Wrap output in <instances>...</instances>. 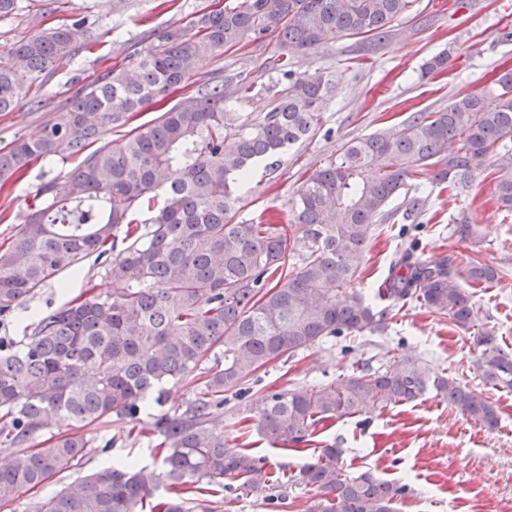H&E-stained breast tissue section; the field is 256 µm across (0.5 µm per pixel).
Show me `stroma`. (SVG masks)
Instances as JSON below:
<instances>
[{"mask_svg": "<svg viewBox=\"0 0 512 512\" xmlns=\"http://www.w3.org/2000/svg\"><path fill=\"white\" fill-rule=\"evenodd\" d=\"M211 0H135L123 12L112 0H32L0 20V51L14 41L66 24L79 53L71 65L48 73L42 85L14 111L0 113V147L17 139H34L85 84L109 70L124 67L133 50L154 41L162 31L185 25ZM418 16L392 28L389 38L371 46L343 39L312 50L299 61L297 73L317 70L342 73L343 78L323 114L321 130L307 144L291 148L283 165L271 174L257 171L244 191L235 219L255 222L277 219L287 212L298 186L315 169L354 137L400 124L412 113L446 108L456 97L491 87L512 69V0H479L474 10L458 8L455 0H418ZM89 17L88 25L75 21ZM275 39L264 46L242 44L201 59L194 67L191 89L225 75L243 72L267 80ZM447 54L443 72L424 78L423 63ZM189 88V89H190ZM76 159L35 162L12 187L0 191V246H8L24 223L39 187L46 181H66ZM497 171L477 176L461 194L436 186L431 172L419 178L428 197L418 223L384 224L370 240L355 286L373 295L407 244L429 261L454 259L463 269L467 259L495 268L500 279L476 288L472 329L458 328L448 318L409 303L396 308L386 328L357 337H331L309 350L266 364L251 381V398L285 386L306 387L340 381L353 367L385 368L406 353L419 356L430 369L455 379L488 398L498 410L499 424L489 430L463 418L436 391L384 409L370 408L353 418L318 431L297 450L269 444L254 429L252 419L225 414L224 434L231 447L263 459L269 482L265 489L224 491L209 497L212 512H308L316 493L300 484L298 473L321 448L344 451L347 473L371 471L408 488L401 512H512V391L486 384L476 365L475 331L488 330L512 346V212L495 197ZM477 225L478 233L462 237V223ZM109 281L103 261L90 257L73 276L43 286L9 320L0 322V336L21 339L42 315L72 298L106 292ZM90 454L0 512H26L29 501L48 497L89 471L115 459L153 465L159 438L139 435L121 422L105 421L85 428Z\"/></svg>", "mask_w": 512, "mask_h": 512, "instance_id": "35a3bbf8", "label": "stroma"}]
</instances>
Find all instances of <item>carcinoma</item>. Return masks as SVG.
Returning <instances> with one entry per match:
<instances>
[{"mask_svg":"<svg viewBox=\"0 0 512 512\" xmlns=\"http://www.w3.org/2000/svg\"><path fill=\"white\" fill-rule=\"evenodd\" d=\"M417 0H225L185 27L128 55L127 65L84 86L35 139L0 148V190L30 164L80 158L63 184L39 188V203L0 250V318L91 255L113 253L108 293L81 296L31 325L19 341L0 338V446L15 449L0 469V505L77 465L89 453L79 430L105 419L137 425L163 386L201 381L177 415L153 430L165 455L157 467L119 461L37 500L32 512H210L205 488L234 478L267 486L259 459L231 448L224 406L254 418L274 443H304L319 427L408 403L433 388L461 416L497 428L482 394L431 372L414 355L387 367L354 370L336 382L267 393L247 401L248 383L266 364L330 337L386 327L399 302L415 301L472 326V293L447 261L403 251L369 300L354 288L380 224L416 221L426 200L410 195L426 168L436 183L463 191L492 167L500 206L512 211V70L496 80V104L481 93L435 112L343 143L295 191L287 224H238L242 189L257 169L275 172L287 151L319 129L338 74H297L305 53L358 36L383 41L393 23L415 17ZM275 36L269 83L242 73L177 101L152 120L106 138L139 113L188 86L199 59ZM76 56L68 29L20 39L0 53V112H11L43 75ZM269 95V109L242 117L232 105ZM456 143L448 152V142ZM401 203H396L397 199ZM468 283L489 285L497 270L467 261ZM485 382L512 389V348L489 331L475 336ZM58 418L75 432L45 448L24 449ZM319 494L312 512H398L405 486L369 471L350 476L334 446L300 469Z\"/></svg>","mask_w":512,"mask_h":512,"instance_id":"carcinoma-1","label":"carcinoma"}]
</instances>
